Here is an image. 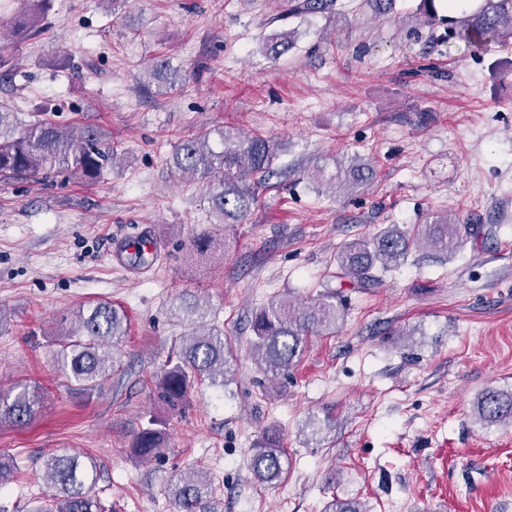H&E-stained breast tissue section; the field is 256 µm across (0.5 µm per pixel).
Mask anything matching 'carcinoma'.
Segmentation results:
<instances>
[{"label": "carcinoma", "instance_id": "carcinoma-1", "mask_svg": "<svg viewBox=\"0 0 512 512\" xmlns=\"http://www.w3.org/2000/svg\"><path fill=\"white\" fill-rule=\"evenodd\" d=\"M31 8L19 18L8 37L31 35L42 28L49 0H30ZM336 0H300L288 4V15L301 16L328 12ZM421 10L427 23L439 22L447 27L448 37L463 40L478 51L491 42L512 41V0H480L479 7L462 17L441 18L435 0H422ZM297 31L275 33L262 42L265 54L276 58L294 45ZM151 75L159 82L161 92L168 93L179 81L178 71L165 59L158 60ZM217 136L222 149L210 145ZM280 144L262 135H239L224 128L196 133L182 139L173 155L171 166L180 173L202 180L209 190L208 203L218 224H240L256 204L258 186L278 174ZM117 152L112 140L101 129L85 125L76 131L47 120L26 124L18 113L0 102V175L40 173L75 174L87 185L96 184L104 172L114 167ZM316 177L328 184L345 182L354 187L370 181L372 172L361 166L336 167L329 172L315 171ZM474 228L450 221L446 217L421 225L410 238L396 224H390L372 237L347 243L337 255L339 275L349 277L361 286L374 282L376 266L396 267L407 257L411 247L423 246L432 251L454 255L473 234ZM214 254L212 237L203 233L193 240L191 259L203 262ZM337 291L327 289L313 303L302 308L286 298L269 301L259 307L251 321L253 338L250 353L266 379L288 377L301 359L307 336L336 328L344 318L336 303ZM210 308L197 301L179 297L173 316L192 324L204 323ZM77 327L60 342L57 367L67 375L77 390L90 393L108 379L116 361L115 347L127 335L126 317L106 300L89 309L78 310ZM224 331L214 326L204 333H193L185 339L176 357L167 361L157 383V397L170 407L184 403L197 384L223 387L228 383L230 361ZM43 396L37 386L22 382L7 392H0V424H27L42 406ZM479 418L488 425L512 423V392L494 387L485 389L477 402ZM164 446V434L157 423L141 429L133 441L135 453L144 458L157 455ZM287 458L281 433L277 429L263 434L249 460L250 471L265 482H273L284 473ZM18 471L15 458L0 455V491ZM44 472L53 483L56 494L52 502L40 504L30 512H103L100 499L92 494L99 479L95 458L85 455H52L44 461ZM179 512H198L211 493V483L199 469L179 474L169 488ZM325 512H369L358 501L332 499Z\"/></svg>", "mask_w": 512, "mask_h": 512}]
</instances>
